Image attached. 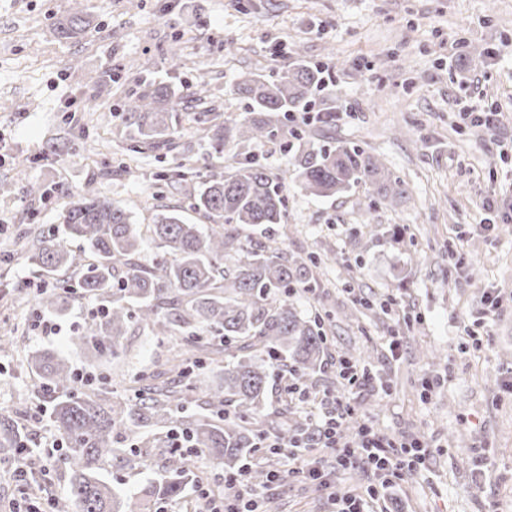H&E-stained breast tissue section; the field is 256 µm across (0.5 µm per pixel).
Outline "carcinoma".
I'll list each match as a JSON object with an SVG mask.
<instances>
[{
  "instance_id": "carcinoma-1",
  "label": "carcinoma",
  "mask_w": 512,
  "mask_h": 512,
  "mask_svg": "<svg viewBox=\"0 0 512 512\" xmlns=\"http://www.w3.org/2000/svg\"><path fill=\"white\" fill-rule=\"evenodd\" d=\"M88 26L78 5L57 33L75 39ZM324 84L323 70L300 58L273 80L256 73L243 77L234 92L250 101L251 109L240 119L207 127L214 153L224 157L229 141H276L289 114L314 108V95ZM207 92L203 82L180 91L158 85L128 99L125 112L136 137L130 151L169 147L180 110L205 100ZM294 172L303 189L321 197L362 182L384 198L405 192L382 160L350 143L302 150ZM170 180L188 188L192 208L209 225L188 224L180 211L162 209L146 237L130 209L89 187L68 202L53 234L35 236L23 251L45 271L71 272L82 296L95 302V322L83 341L99 356L124 355L122 339L133 324L158 343L176 333L184 340L171 367L176 379L165 371L130 377L119 395L85 387L69 361L49 351H35L26 360L49 404L47 423L62 440V462L70 473L68 495L54 501V512H146L144 504L151 501L159 508H185L186 489L196 483L187 448L230 475L260 452L262 436L284 445L315 436L307 418L290 430L278 415L264 413L275 380L289 375L302 386L328 364L319 318L302 315L290 300L294 289L308 282L315 259L293 258L268 245L286 215L281 182L253 157L229 173L221 165L179 162ZM226 224L259 226L265 241L246 246ZM70 239L81 242L79 250L68 247ZM148 239L168 258L152 266L141 263ZM36 303L46 314H64V300L53 290L38 294ZM220 362L221 383L204 386L200 370ZM175 432L185 436L186 447H171L168 435ZM147 448L159 449L163 474L130 494L113 483L112 469L150 467ZM27 449L24 428L0 418V461Z\"/></svg>"
}]
</instances>
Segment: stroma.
Masks as SVG:
<instances>
[{
	"label": "stroma",
	"instance_id": "stroma-1",
	"mask_svg": "<svg viewBox=\"0 0 512 512\" xmlns=\"http://www.w3.org/2000/svg\"><path fill=\"white\" fill-rule=\"evenodd\" d=\"M78 1L88 32L58 38ZM299 47L333 74L318 96L338 112L332 125L308 123V142L360 145L403 181L404 194L382 199L363 183L332 198L307 193L292 162L308 142L295 139L284 148L230 142L224 157L251 155L288 177L278 245L318 261L314 291L297 289L292 301L302 314L326 317L332 360L368 355L387 387L360 389L357 416L390 439L427 443L421 475L395 481L382 512H512V223L502 220L512 208V0H0V254L19 252L16 239L29 228L54 229L67 203L32 200L24 179L74 196L94 187L141 225L160 206L203 223L161 171L181 159L204 163L210 120L249 109L233 91L238 77L276 78ZM476 48L483 57L461 68ZM108 70L112 87L98 94ZM198 81L210 95L183 112L177 149L128 152L129 97ZM465 101L495 113L494 126L464 123ZM65 279L0 262V338L12 344L0 352V416L31 425L41 444L55 432L31 392L27 354L49 350L116 383L154 371L180 342L159 346L133 329L123 358L96 357L82 343L96 305L76 290L59 334L39 337L34 298ZM494 289L501 303L489 317L484 294ZM263 501L266 512L329 509L294 480Z\"/></svg>",
	"mask_w": 512,
	"mask_h": 512
}]
</instances>
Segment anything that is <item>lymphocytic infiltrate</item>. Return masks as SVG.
Instances as JSON below:
<instances>
[{"instance_id":"obj_1","label":"lymphocytic infiltrate","mask_w":512,"mask_h":512,"mask_svg":"<svg viewBox=\"0 0 512 512\" xmlns=\"http://www.w3.org/2000/svg\"><path fill=\"white\" fill-rule=\"evenodd\" d=\"M336 376L340 381V391L325 394L319 402L318 445L331 453L338 466L360 465L368 469L376 480L375 485L369 486L362 496L339 493L322 471L293 453L288 456L287 473H274L270 482L278 484L282 477L287 476L323 491L332 502L333 512H367L368 500L375 498L380 488L391 483L392 479L411 476L418 471L425 459V444L417 439L400 442L385 439L365 422L359 423L355 440L345 441L342 423L353 414L352 401L357 389L370 385L372 375L354 362L342 360L336 368ZM224 488L223 501L211 502L209 512H259V496L246 473L225 476Z\"/></svg>"}]
</instances>
